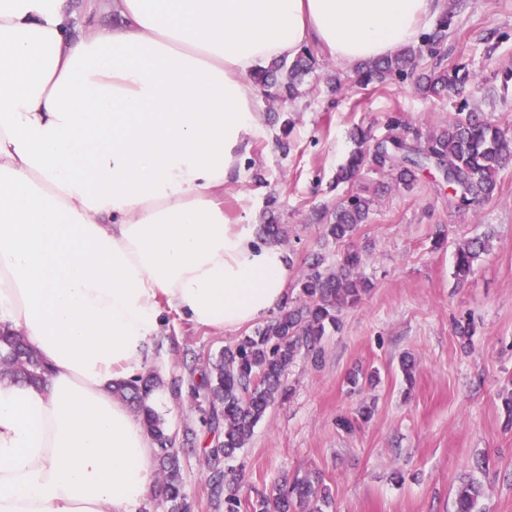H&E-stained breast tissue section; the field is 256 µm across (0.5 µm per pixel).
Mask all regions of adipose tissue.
I'll return each mask as SVG.
<instances>
[{"instance_id":"adipose-tissue-1","label":"adipose tissue","mask_w":512,"mask_h":512,"mask_svg":"<svg viewBox=\"0 0 512 512\" xmlns=\"http://www.w3.org/2000/svg\"><path fill=\"white\" fill-rule=\"evenodd\" d=\"M445 0H0V330L51 368L0 379V512H135L155 446L113 395L162 307L233 331L291 258L224 215L258 129L251 75L304 45L392 56Z\"/></svg>"}]
</instances>
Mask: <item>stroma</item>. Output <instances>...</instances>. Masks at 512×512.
Masks as SVG:
<instances>
[{
    "instance_id": "35a3bbf8",
    "label": "stroma",
    "mask_w": 512,
    "mask_h": 512,
    "mask_svg": "<svg viewBox=\"0 0 512 512\" xmlns=\"http://www.w3.org/2000/svg\"><path fill=\"white\" fill-rule=\"evenodd\" d=\"M317 64L295 101L256 91L259 131L241 176L224 188L231 223L256 230L274 205L288 235L290 282L324 256L335 267L345 246L322 235L320 214L350 186L335 185L337 168L361 126L374 137L392 117L429 133L455 116L458 104L488 121L512 128V0H464L448 34L446 63L466 66L474 83L463 96L417 92L412 80L358 86L354 70L315 49ZM342 78L332 90L330 74ZM494 197L454 210L436 170L418 176L412 190L379 173L354 185L376 188L367 224L353 238L364 250L361 272L374 284L359 304L342 314L339 331L325 336L320 361L298 359L286 372L291 393L277 401L240 451L249 483L262 489L283 477L320 473L334 501L327 512H453L456 487L473 479L483 487L480 512H512V424L500 393L512 389V159L497 174ZM445 232L435 246L437 232ZM485 237L489 251L464 283L453 276L458 246ZM475 325L471 340L456 321ZM150 372L164 386L154 406L181 449L184 490L193 512H224L210 499L202 475L209 427L186 391L187 367L206 365L225 346L252 334L253 326L223 332L200 327L164 309ZM411 357L406 380L402 357ZM377 374L373 383L351 384L352 373ZM371 407L369 422L357 421ZM355 419L352 431L339 418ZM197 438L183 441L185 425Z\"/></svg>"
}]
</instances>
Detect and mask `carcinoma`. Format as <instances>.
Segmentation results:
<instances>
[{"mask_svg":"<svg viewBox=\"0 0 512 512\" xmlns=\"http://www.w3.org/2000/svg\"><path fill=\"white\" fill-rule=\"evenodd\" d=\"M442 13L431 33L417 47H409L382 60L356 67L355 83L367 86L396 78L414 77L416 88L433 95L463 94L471 81L463 66L444 64L443 47L448 40L455 8ZM429 58L431 66L421 62ZM316 65L311 50L305 48L294 60H281L253 75L256 85L268 96L294 100L303 77ZM355 148L336 172V183H349L363 170L386 173L396 184L411 188L420 172L436 169L448 186V202L458 210L490 200L497 188V172L512 157V133L493 122L481 121L473 112L456 114L448 124L423 135L397 118L390 120L388 134L377 139L366 130L351 131ZM372 200L358 193L342 199L321 219L323 236L348 244L335 269L324 267V257L315 256L296 284L297 296L287 295L277 314L253 334L227 346L220 357L204 367L189 368V389L206 403L204 414L213 433L205 449V464L212 497L224 502V512H325L332 503L331 488L318 473L296 475L283 480L251 498L242 495L245 475L232 461L237 450L245 447L254 428L266 411L287 397L283 378L296 360L322 357V340L341 325L343 310L357 305L372 289V283L360 273L362 251L351 245L358 226L368 222ZM257 232L266 240L282 241L286 227L270 217ZM487 252V243L474 239L458 248L454 275L459 282L468 279L474 264ZM0 375L31 384L44 382L49 368L17 331L0 333ZM154 377L149 375L121 380L112 393L131 403L152 437L158 461L161 495L146 499L141 512H154L168 505L169 512H192V504L183 493L180 449L166 433L164 419L153 410L149 397ZM482 487L462 483L454 496V512H479L477 504Z\"/></svg>","mask_w":512,"mask_h":512,"instance_id":"1","label":"carcinoma"}]
</instances>
